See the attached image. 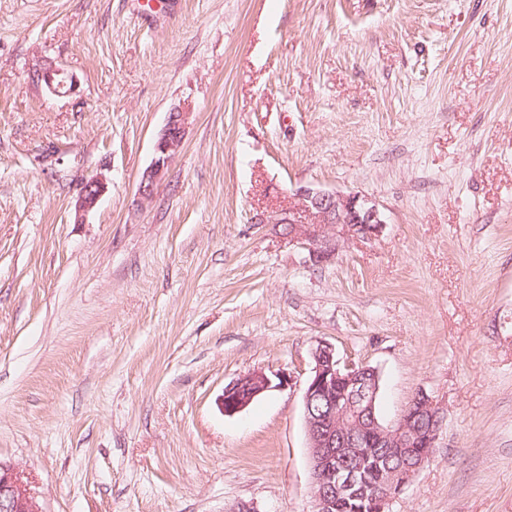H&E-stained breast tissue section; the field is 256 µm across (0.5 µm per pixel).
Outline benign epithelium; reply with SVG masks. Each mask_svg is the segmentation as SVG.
Listing matches in <instances>:
<instances>
[{
	"label": "benign epithelium",
	"mask_w": 512,
	"mask_h": 512,
	"mask_svg": "<svg viewBox=\"0 0 512 512\" xmlns=\"http://www.w3.org/2000/svg\"><path fill=\"white\" fill-rule=\"evenodd\" d=\"M32 78L49 92L74 90L75 78L52 63L32 70ZM190 105L179 104L169 112L154 146L155 158L139 181L137 202L152 200L157 184L170 161L183 145ZM106 192L98 176L82 183L75 205V218L91 211ZM297 206L281 209L260 219L262 224L288 226V238L299 241L309 260L321 264L333 259L341 244L350 240H372L387 224L384 212L365 195L300 187L295 191ZM312 217L301 224L297 210ZM313 367L304 391V416L312 471V512H335L343 501L359 500L372 512H388L389 504L429 462L442 426L443 408L430 395L417 392L397 422L385 425L376 415L380 389L378 370L363 364H341L334 348L320 342L312 352ZM292 376L284 371L254 369L224 387L221 407L226 416L246 409L259 396L290 386ZM385 446L393 457L415 458L411 466L392 469L387 459L377 465L386 471L376 485L364 481L365 460L359 453L363 437ZM0 512H43L21 475L0 462Z\"/></svg>",
	"instance_id": "obj_1"
}]
</instances>
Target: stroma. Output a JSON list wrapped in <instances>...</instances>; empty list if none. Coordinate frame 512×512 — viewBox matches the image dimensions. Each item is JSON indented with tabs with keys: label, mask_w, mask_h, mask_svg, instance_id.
Returning a JSON list of instances; mask_svg holds the SVG:
<instances>
[{
	"label": "stroma",
	"mask_w": 512,
	"mask_h": 512,
	"mask_svg": "<svg viewBox=\"0 0 512 512\" xmlns=\"http://www.w3.org/2000/svg\"><path fill=\"white\" fill-rule=\"evenodd\" d=\"M302 186L383 232L312 263L259 221ZM321 342L384 422L443 408L390 512H512V0H0V461L44 512H312ZM257 368L293 383L224 415ZM32 78L50 93L64 94L74 90L75 78L52 63H44L32 70ZM191 113L190 105L185 102L173 107L169 112L166 124L159 132L155 142V158L140 177L137 190L139 204L142 205L152 200L155 188L163 178L168 164L183 145L185 128ZM106 192V184L98 176L92 177L82 183L75 205V218L77 221L91 211Z\"/></svg>",
	"instance_id": "obj_1"
}]
</instances>
